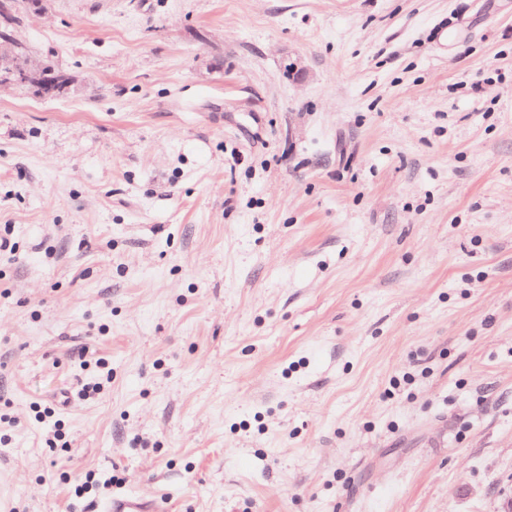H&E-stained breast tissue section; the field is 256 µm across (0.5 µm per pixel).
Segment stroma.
Returning <instances> with one entry per match:
<instances>
[{
	"instance_id": "obj_1",
	"label": "stroma",
	"mask_w": 512,
	"mask_h": 512,
	"mask_svg": "<svg viewBox=\"0 0 512 512\" xmlns=\"http://www.w3.org/2000/svg\"><path fill=\"white\" fill-rule=\"evenodd\" d=\"M14 34L68 85L0 86V512H500L512 0H22ZM158 501H147L138 495L125 492L110 494L101 506L100 512H159Z\"/></svg>"
}]
</instances>
